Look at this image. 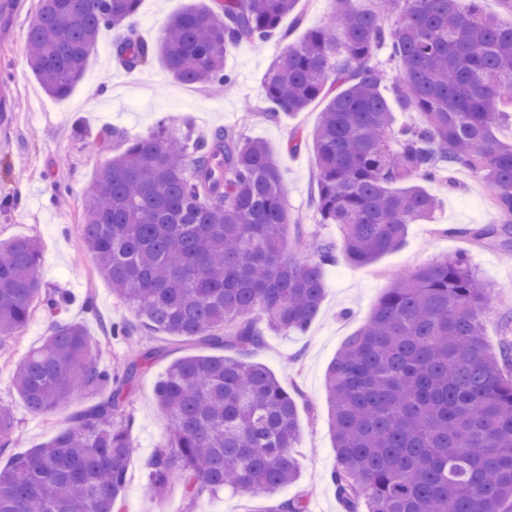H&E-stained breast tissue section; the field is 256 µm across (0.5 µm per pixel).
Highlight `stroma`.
Wrapping results in <instances>:
<instances>
[{
  "mask_svg": "<svg viewBox=\"0 0 512 512\" xmlns=\"http://www.w3.org/2000/svg\"><path fill=\"white\" fill-rule=\"evenodd\" d=\"M208 2L142 0L135 27L143 38L156 41L171 15ZM8 3V8L0 7V243L17 236L38 241L44 287L72 297L59 314V322L82 324L94 337L103 365L120 366L126 345L109 337L101 320L134 317L131 307L113 294L99 274L95 257L83 247L84 204L97 171L111 157L101 147L107 131L143 136L164 122L178 130L188 124L199 133L228 128L263 141L280 158L292 218L300 221L306 233L339 240L338 226L317 223L309 207L315 178L312 145L294 154L286 149L292 127L314 129L322 102H313L298 115L273 120L262 95V80L270 63L287 43L298 41L306 30L330 16L332 0H301V25L288 19L283 22L289 31L287 39L275 36L233 49L226 60L233 83L219 94L205 85L174 81L157 58L138 70H125L112 57L111 30H102L82 80L62 99L43 90L26 61L25 40L39 0ZM458 178L463 184L459 191L429 184L439 201L435 219L410 225L398 251L366 267L352 265L341 256L326 265L324 299L307 331L297 335L266 332L263 346L253 353L254 362L268 368L297 396L299 477L279 493V500L300 495L307 499L309 512H345L330 479L336 450L329 430L326 371L344 341L368 319L394 273L465 255L491 287L493 309L485 325L488 344L494 348L503 337H512V301L500 302L502 292H512V239L504 243L472 238V231L486 223L488 195L469 172H459ZM88 299L94 302L90 311L84 306ZM49 322L47 313L35 310L23 330L0 349V404L12 411L23 452L47 443L64 428L69 412L92 402L82 393L69 407L36 415L17 394L13 369L47 336ZM143 342L161 346L162 352L141 373L127 404L135 452L128 468L124 512H253L254 501L224 491L189 500L176 481L169 483L163 501L146 493L145 464L167 438V420L156 405L155 385L175 360L196 352L197 347L163 333L144 336Z\"/></svg>",
  "mask_w": 512,
  "mask_h": 512,
  "instance_id": "1",
  "label": "stroma"
}]
</instances>
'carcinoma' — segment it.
Masks as SVG:
<instances>
[{"instance_id": "obj_1", "label": "carcinoma", "mask_w": 512, "mask_h": 512, "mask_svg": "<svg viewBox=\"0 0 512 512\" xmlns=\"http://www.w3.org/2000/svg\"><path fill=\"white\" fill-rule=\"evenodd\" d=\"M141 0H40L27 32V63L44 90L65 97L82 78L100 31L117 30L114 57L137 70L153 56L184 85L232 84L224 60L263 41L299 0H213L172 15L156 44L133 28ZM335 0L321 25L268 67L272 119L325 101L313 145L317 223L337 244L289 232L278 159L232 129L159 130L129 138L98 172L84 207L83 241L112 292L136 321L106 332L134 345L117 371L100 365L78 323L54 322L13 375L35 414L78 393L97 396L48 443L7 455L0 512H122L135 448L128 397L158 350L140 336H183L235 356L187 355L154 389L170 434L147 460V491L168 482L188 499L222 490L261 498L253 512H308L303 496L271 503L298 477L297 402L249 356L270 330L302 332L324 295V266L340 250L368 266L397 250L408 226L434 219L424 186L453 188L466 170L489 193L492 224L512 231V25L483 0ZM385 63L376 62L379 51ZM419 119L397 124L396 113ZM42 253L29 237L0 245V347L38 306L54 315L65 295L39 277ZM490 288L461 255L393 277L366 323L348 337L326 375L337 464L331 474L346 512H512V339L485 338ZM14 421L0 405V455Z\"/></svg>"}]
</instances>
